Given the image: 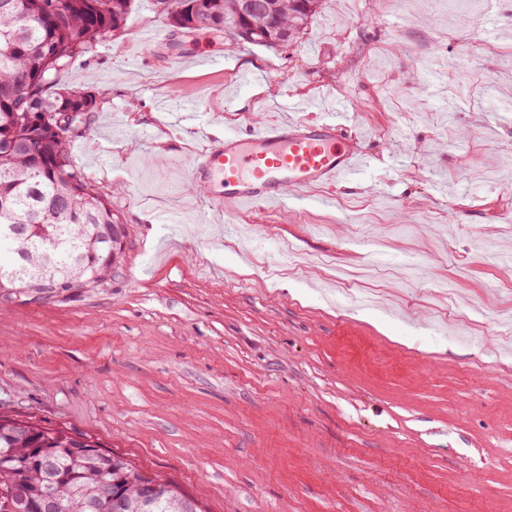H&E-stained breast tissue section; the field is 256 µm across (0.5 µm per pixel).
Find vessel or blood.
Returning <instances> with one entry per match:
<instances>
[{
    "label": "vessel or blood",
    "mask_w": 512,
    "mask_h": 512,
    "mask_svg": "<svg viewBox=\"0 0 512 512\" xmlns=\"http://www.w3.org/2000/svg\"><path fill=\"white\" fill-rule=\"evenodd\" d=\"M369 163L336 123L286 119L225 132L194 160L191 176L209 188L220 217L232 205L280 204L290 191L359 176Z\"/></svg>",
    "instance_id": "b4317fda"
}]
</instances>
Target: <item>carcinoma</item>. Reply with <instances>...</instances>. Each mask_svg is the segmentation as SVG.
Instances as JSON below:
<instances>
[{
  "mask_svg": "<svg viewBox=\"0 0 512 512\" xmlns=\"http://www.w3.org/2000/svg\"><path fill=\"white\" fill-rule=\"evenodd\" d=\"M239 0H171L169 25L192 33L207 30L233 38L237 23L253 29L242 45L277 50L296 41L320 12L323 0H253L252 11L237 12ZM132 0H0V224L25 223L27 232L0 244V292L28 300L30 284L41 274L69 282L74 290L55 304L92 291V276L107 281L120 264L125 230L115 241L101 238L105 224L117 223L112 203L75 165L72 138L89 130L97 111L94 94L62 85L71 62L96 52L106 36L123 30ZM65 112L76 133L60 136L22 125L26 112ZM16 430L15 418L0 415V512H18L19 499L35 502L49 495L58 512H113L92 500L102 481L124 494V512H201L179 484L165 480L181 501L160 499L142 507L139 483L146 479L126 458L101 448L78 432L34 424Z\"/></svg>",
  "mask_w": 512,
  "mask_h": 512,
  "instance_id": "carcinoma-1",
  "label": "carcinoma"
}]
</instances>
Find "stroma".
<instances>
[{"label":"stroma","instance_id":"1","mask_svg":"<svg viewBox=\"0 0 512 512\" xmlns=\"http://www.w3.org/2000/svg\"><path fill=\"white\" fill-rule=\"evenodd\" d=\"M60 80L100 101L70 155L124 250L106 287L0 314L1 414L203 512H512V0H327L276 52L133 0ZM286 93L369 171L202 223L194 157Z\"/></svg>","mask_w":512,"mask_h":512}]
</instances>
